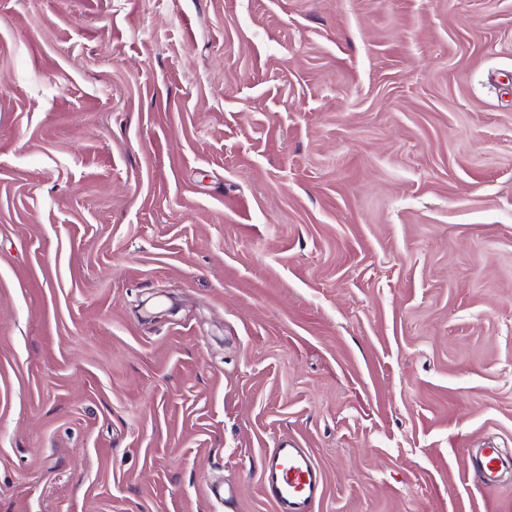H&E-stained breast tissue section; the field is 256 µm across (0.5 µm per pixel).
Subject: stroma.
I'll list each match as a JSON object with an SVG mask.
<instances>
[{
  "mask_svg": "<svg viewBox=\"0 0 512 512\" xmlns=\"http://www.w3.org/2000/svg\"><path fill=\"white\" fill-rule=\"evenodd\" d=\"M280 438L512 512V0H0V512H275ZM507 466L500 457L496 448H483L480 453L478 479L485 488H491L495 484V478L499 471Z\"/></svg>",
  "mask_w": 512,
  "mask_h": 512,
  "instance_id": "35a3bbf8",
  "label": "stroma"
}]
</instances>
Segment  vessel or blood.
<instances>
[{"mask_svg": "<svg viewBox=\"0 0 512 512\" xmlns=\"http://www.w3.org/2000/svg\"><path fill=\"white\" fill-rule=\"evenodd\" d=\"M504 466L497 449H482L478 479L483 487H492ZM260 483L276 512H312L323 495L325 474L309 450L282 439L264 454Z\"/></svg>", "mask_w": 512, "mask_h": 512, "instance_id": "obj_1", "label": "vessel or blood"}]
</instances>
